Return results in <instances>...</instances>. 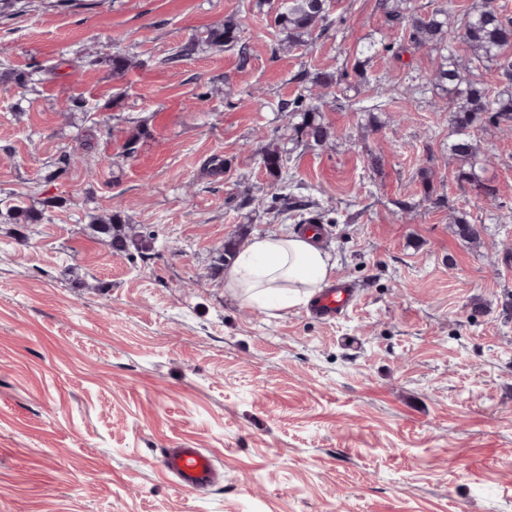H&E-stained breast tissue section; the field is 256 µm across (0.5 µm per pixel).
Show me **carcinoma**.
Here are the masks:
<instances>
[{
  "mask_svg": "<svg viewBox=\"0 0 512 512\" xmlns=\"http://www.w3.org/2000/svg\"><path fill=\"white\" fill-rule=\"evenodd\" d=\"M390 21L404 28L405 39L414 49L428 47L440 52V61L431 81L448 95L451 114V134L448 152L461 166L457 180L474 186L482 202L496 206L497 189L488 179H480L476 173L481 166L483 150L474 138L477 127H494L512 131V17L503 15L482 0L468 13L461 27L460 38L469 52L466 63H461L453 47L456 36L450 30L448 11L436 9L427 15L409 12L408 0H380ZM328 17L327 0H281L275 23L288 33V45L295 46L323 27ZM243 30L232 19L224 21V28L214 29L208 38L226 44L236 43L242 57H247L248 45L243 42ZM497 65L506 87L497 94L490 93L476 78L474 70L485 63ZM313 94H299L288 101L283 110L288 119L301 118L293 124L296 137L309 145L321 146L329 139V129L316 120L318 107L312 101ZM264 167L275 172L283 166L282 151L271 144L261 151ZM457 234L464 240L480 238L477 225L467 219H457ZM93 237L106 243L111 250L126 253L130 250L141 254L152 248V232L136 230L133 224H122L112 217L109 224H91Z\"/></svg>",
  "mask_w": 512,
  "mask_h": 512,
  "instance_id": "obj_1",
  "label": "carcinoma"
}]
</instances>
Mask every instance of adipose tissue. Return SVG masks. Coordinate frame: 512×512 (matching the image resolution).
<instances>
[{
    "label": "adipose tissue",
    "mask_w": 512,
    "mask_h": 512,
    "mask_svg": "<svg viewBox=\"0 0 512 512\" xmlns=\"http://www.w3.org/2000/svg\"><path fill=\"white\" fill-rule=\"evenodd\" d=\"M330 255L310 236L284 232L256 236L224 279L225 288L255 303L278 296L282 306L303 304L329 280Z\"/></svg>",
    "instance_id": "obj_1"
}]
</instances>
